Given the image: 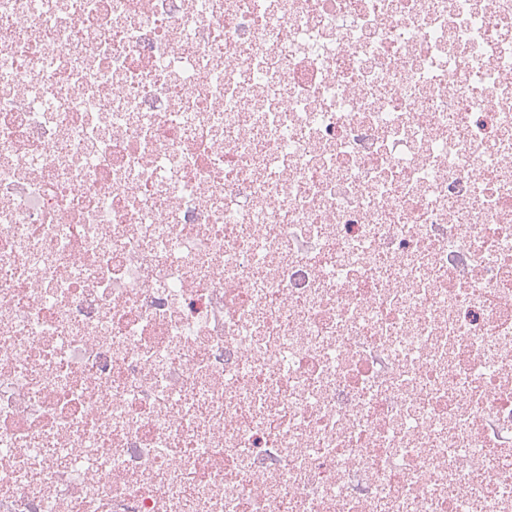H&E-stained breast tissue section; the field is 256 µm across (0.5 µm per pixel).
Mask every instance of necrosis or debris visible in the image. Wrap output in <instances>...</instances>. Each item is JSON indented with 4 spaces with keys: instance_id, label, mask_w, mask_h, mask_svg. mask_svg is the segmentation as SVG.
Listing matches in <instances>:
<instances>
[{
    "instance_id": "necrosis-or-debris-1",
    "label": "necrosis or debris",
    "mask_w": 512,
    "mask_h": 512,
    "mask_svg": "<svg viewBox=\"0 0 512 512\" xmlns=\"http://www.w3.org/2000/svg\"><path fill=\"white\" fill-rule=\"evenodd\" d=\"M0 512H512V0H0Z\"/></svg>"
}]
</instances>
